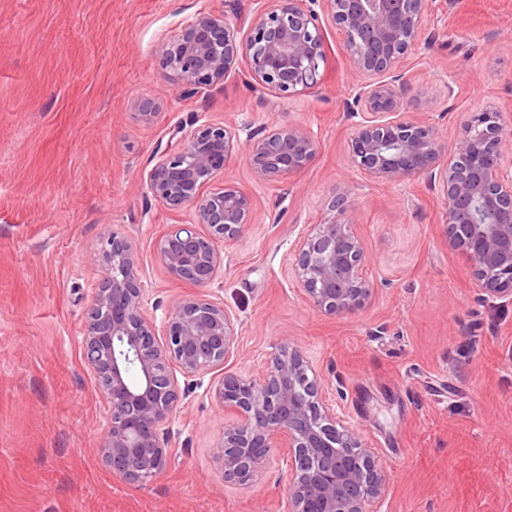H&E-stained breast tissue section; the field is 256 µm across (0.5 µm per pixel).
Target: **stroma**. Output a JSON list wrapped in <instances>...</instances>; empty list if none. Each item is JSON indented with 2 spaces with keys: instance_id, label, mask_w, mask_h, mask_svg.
<instances>
[{
  "instance_id": "obj_1",
  "label": "stroma",
  "mask_w": 512,
  "mask_h": 512,
  "mask_svg": "<svg viewBox=\"0 0 512 512\" xmlns=\"http://www.w3.org/2000/svg\"><path fill=\"white\" fill-rule=\"evenodd\" d=\"M264 0H0V512H282L285 454L249 487L225 479L213 447L229 422L211 397L225 371L260 369L295 339L387 474L381 512H512V304L491 306L448 246L447 208L426 179L373 182L351 164L356 81L324 26L320 83L284 95L252 88L245 65L191 87L163 70L169 40L201 13L248 23ZM431 47L407 75L443 134L492 103L512 122V0H439ZM247 141L296 124L319 143L305 173L257 183L246 154L217 175L252 198L255 222L224 243L207 288L180 281L159 240L193 212L145 185L157 146L198 123ZM366 241L376 293L347 318L314 311L288 272L307 225L338 183ZM137 247L144 307L202 295L238 320L227 369L197 374L169 424L170 466L139 486L99 458L107 403L80 339L101 277L86 260L109 235Z\"/></svg>"
}]
</instances>
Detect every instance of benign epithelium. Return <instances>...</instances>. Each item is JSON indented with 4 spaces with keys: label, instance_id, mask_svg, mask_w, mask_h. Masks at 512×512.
<instances>
[{
    "label": "benign epithelium",
    "instance_id": "1",
    "mask_svg": "<svg viewBox=\"0 0 512 512\" xmlns=\"http://www.w3.org/2000/svg\"><path fill=\"white\" fill-rule=\"evenodd\" d=\"M270 2L244 33L222 16L195 17L164 49L163 69L195 86L224 79L243 60L258 86L288 95L316 87L325 58L318 13L297 0ZM321 2L363 79L356 98L361 120L348 143L353 167L381 182L424 177L438 184L448 247L467 259L483 301L512 303V123L488 104L446 140L407 111L421 96L403 63L425 39L435 0ZM243 147L259 183L301 175L318 153L316 139L300 126L275 124L244 144L223 126L202 124L177 147L157 150L146 179L157 201L191 207L195 224L205 227L201 232L185 224L157 248L172 276L198 288L223 274L222 244L239 239L255 220L252 199L239 189L204 191ZM348 196L347 187H336L332 216L310 225L288 255L303 299L334 317L363 311L375 291L365 243L348 217ZM87 260L102 269L81 338L92 386L109 408L97 450L113 473L146 485L171 463L168 424L186 392L177 374L193 377L237 353L236 321L219 302L179 298L161 336L143 308L132 240L114 232ZM211 397L234 417L213 448L225 478L247 485L285 450V512H378L386 473L376 449L337 412L322 378L290 338L261 370L224 373Z\"/></svg>",
    "mask_w": 512,
    "mask_h": 512
}]
</instances>
